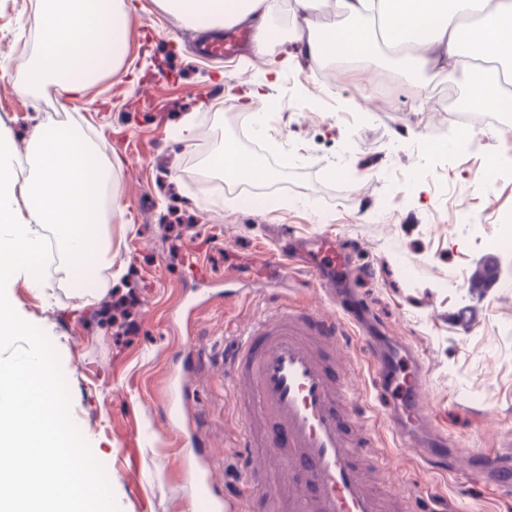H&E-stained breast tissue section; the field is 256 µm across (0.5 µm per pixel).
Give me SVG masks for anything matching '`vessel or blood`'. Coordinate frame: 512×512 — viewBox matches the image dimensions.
<instances>
[{"mask_svg": "<svg viewBox=\"0 0 512 512\" xmlns=\"http://www.w3.org/2000/svg\"><path fill=\"white\" fill-rule=\"evenodd\" d=\"M503 285L491 261L468 281L479 294ZM347 328L345 318L318 305L279 304L225 351L239 442L251 462L238 494L211 501L212 512H266L271 500L278 512H393L401 495L373 438L367 396L339 365ZM358 349L370 363L371 389L406 407V420H387L396 447H416L409 423L426 416L423 374L403 368L400 354L379 357L368 337H359ZM476 456L472 448H431L419 459L426 471L444 475L450 463ZM491 463L494 486L512 490V454L495 453Z\"/></svg>", "mask_w": 512, "mask_h": 512, "instance_id": "b4317fda", "label": "vessel or blood"}]
</instances>
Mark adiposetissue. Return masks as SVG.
Segmentation results:
<instances>
[{"mask_svg": "<svg viewBox=\"0 0 512 512\" xmlns=\"http://www.w3.org/2000/svg\"><path fill=\"white\" fill-rule=\"evenodd\" d=\"M322 0H294L291 23L300 53L317 66L344 58L368 65H394L406 75H460L470 103L496 109L512 98V0H337L344 24L320 30L314 13ZM166 13L188 26L211 30L253 22L259 47L278 41L272 20L280 0H158ZM125 0H36L38 45L22 71L40 91L80 93L120 68L128 21ZM207 167L249 181L265 167L233 141Z\"/></svg>", "mask_w": 512, "mask_h": 512, "instance_id": "adipose-tissue-1", "label": "adipose tissue"}]
</instances>
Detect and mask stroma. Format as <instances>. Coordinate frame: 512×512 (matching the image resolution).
<instances>
[{
  "label": "stroma",
  "instance_id": "stroma-1",
  "mask_svg": "<svg viewBox=\"0 0 512 512\" xmlns=\"http://www.w3.org/2000/svg\"><path fill=\"white\" fill-rule=\"evenodd\" d=\"M34 2L0 0V127L23 158L35 129L65 113L121 162L123 216L112 226L120 277L106 291L82 290L49 267L45 293L20 280L11 294L58 354L72 419L119 512H211L185 475L192 453L214 466L217 491L236 493L246 451L221 368L225 345L281 301L333 308L310 272L266 278V260L289 238L346 245L347 287L370 312L366 335L381 352L403 341L425 376L435 425L421 427L422 443L438 428L470 448L512 450V252L491 248L512 218V123L430 152L428 142H447L460 77L445 86L434 74L418 83L395 75L394 100L381 105L377 74L359 63L318 75L284 10L268 54L205 61L190 49L195 30L155 0H126L119 74L49 101L22 91L17 68L35 48ZM288 54L294 60L269 96L244 102V81ZM190 112L196 135L187 143L174 129ZM242 117L273 159L268 177L247 185L264 191L259 201L203 186L206 161L237 138ZM464 212L476 224H461ZM176 213L186 222L174 241L166 226ZM495 255L506 287L472 292V273ZM242 270L252 279L239 278ZM128 293L135 307L124 336L112 304ZM196 361L198 432L186 446L168 424L165 392L173 367ZM392 476L411 495L447 498V512H512V497L468 462L441 477L405 456Z\"/></svg>",
  "mask_w": 512,
  "mask_h": 512
}]
</instances>
